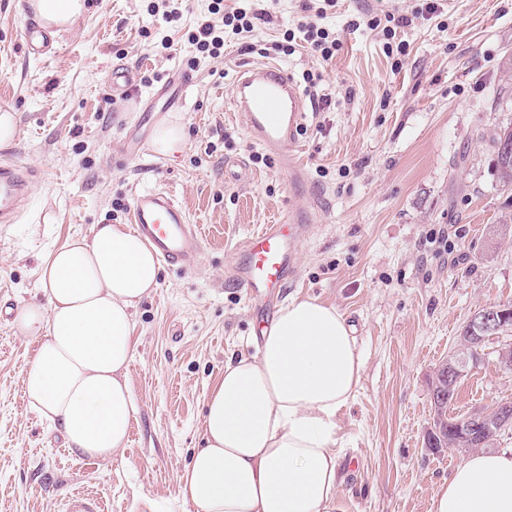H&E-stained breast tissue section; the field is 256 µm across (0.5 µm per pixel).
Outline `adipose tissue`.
Listing matches in <instances>:
<instances>
[{
	"label": "adipose tissue",
	"instance_id": "1",
	"mask_svg": "<svg viewBox=\"0 0 512 512\" xmlns=\"http://www.w3.org/2000/svg\"><path fill=\"white\" fill-rule=\"evenodd\" d=\"M65 30L86 0H30ZM154 251L122 224H99L47 253L46 305L14 318L38 346L23 377L28 405L59 426L77 455L109 459L126 446L135 408L126 379L133 311L158 286ZM363 373L336 306L294 298L262 334L256 357H228L203 420L204 446L181 476L196 512H343L338 420ZM431 512H512V451H478L435 495Z\"/></svg>",
	"mask_w": 512,
	"mask_h": 512
}]
</instances>
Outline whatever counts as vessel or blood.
I'll list each match as a JSON object with an SVG mask.
<instances>
[{
	"label": "vessel or blood",
	"mask_w": 512,
	"mask_h": 512,
	"mask_svg": "<svg viewBox=\"0 0 512 512\" xmlns=\"http://www.w3.org/2000/svg\"><path fill=\"white\" fill-rule=\"evenodd\" d=\"M22 39L29 55L42 57L56 51L48 29L35 20H27ZM231 106L251 139L279 162L290 188H303L307 172L299 156V132L307 119V103L290 74L268 61L241 67ZM31 186L29 170L12 158H0L1 224L15 222ZM129 213L137 234L165 264L180 270L197 266L202 253L201 229L190 222L170 190L135 191ZM313 222L310 210L291 207L244 242V261L232 266L231 279L246 290L252 304L264 306L273 290L285 287L294 277L299 245Z\"/></svg>",
	"instance_id": "b4317fda"
}]
</instances>
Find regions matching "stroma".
Here are the masks:
<instances>
[{"label": "stroma", "mask_w": 512, "mask_h": 512, "mask_svg": "<svg viewBox=\"0 0 512 512\" xmlns=\"http://www.w3.org/2000/svg\"><path fill=\"white\" fill-rule=\"evenodd\" d=\"M211 0H183L180 19L149 11L150 0H88L57 33L55 56H29L21 37L29 0H0V106L17 117L6 155L29 166L33 186L15 223L0 224V512H61L75 492L99 512H195L180 477L201 443L204 401L227 356L256 355V317L230 280L239 245L288 204L319 215L300 246L285 298L336 305L354 328L364 370L338 417L343 442L338 495L345 512H431V501L466 455L429 452L433 372L458 345L479 307L512 304V193L499 186L488 136L512 126V0H448L420 15L423 0H337L324 24L342 47L330 61L297 49L279 61L307 91L301 136L309 184L290 194L278 162L232 120L238 68L262 61L302 14L303 0H270L273 21L221 57L197 58L185 33ZM407 15L399 57L363 20ZM360 21L351 29V21ZM170 37V49L160 45ZM197 67H190L191 59ZM127 69L137 96L113 99V67ZM188 72L182 102L147 111L171 70ZM328 95L330 108L317 107ZM181 124L182 151L131 156L133 132L163 119ZM251 173L233 182L224 160ZM171 189L203 229L200 263L163 267L159 286L134 313L126 375L134 402L127 445L108 460L73 454L30 408L22 380L35 347L13 313L45 303L39 265L97 224H125L135 190ZM512 401V374L494 360L460 381L454 411Z\"/></svg>", "instance_id": "1"}]
</instances>
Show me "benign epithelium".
Here are the masks:
<instances>
[{"label":"benign epithelium","instance_id":"obj_1","mask_svg":"<svg viewBox=\"0 0 512 512\" xmlns=\"http://www.w3.org/2000/svg\"><path fill=\"white\" fill-rule=\"evenodd\" d=\"M468 334L460 337L455 351L448 354L435 371L436 385L453 389L465 376L469 365L487 359L485 344L512 333V306L489 305L473 311L466 322ZM450 415L435 416L429 429L432 433L430 450L442 446L472 451L490 447L497 434L512 427V406L503 403L458 417L448 423Z\"/></svg>","mask_w":512,"mask_h":512}]
</instances>
